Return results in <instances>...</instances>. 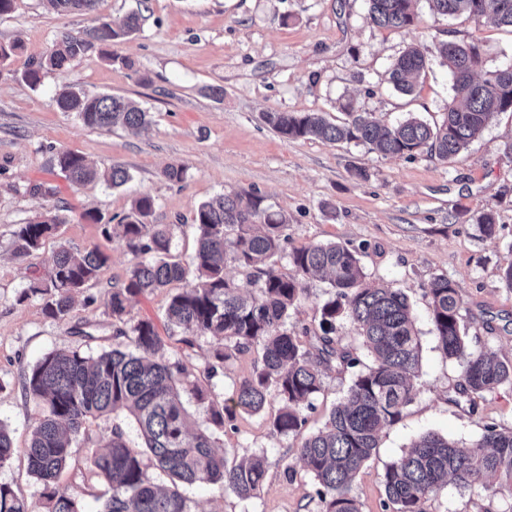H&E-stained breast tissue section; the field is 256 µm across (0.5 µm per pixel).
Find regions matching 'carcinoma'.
<instances>
[{"mask_svg":"<svg viewBox=\"0 0 512 512\" xmlns=\"http://www.w3.org/2000/svg\"><path fill=\"white\" fill-rule=\"evenodd\" d=\"M96 2L50 0L61 14L90 11ZM365 2L368 18L378 28L409 31L420 24L414 0ZM428 4L434 14H465L476 22L491 19L512 29V0H428ZM141 22V14L133 11L120 19L99 20L83 37L65 35L58 48L32 63L22 78L36 86L46 72L64 67L95 44L105 59L116 62L119 56L109 47L139 31ZM433 47L447 67L453 91L437 125L409 117L388 126L351 100L340 103L338 110L346 119L339 122L328 120L322 112H268L266 121L286 139L365 144L386 156L425 152L448 162L469 146L495 114L512 112V63L479 78L482 46L478 40H439ZM426 67V51L410 45L389 67V82L398 92L411 95V78ZM57 102L61 110L76 113L91 128L140 129L151 123L148 112L122 95L69 90ZM58 164L77 185L102 180L118 188L129 180L125 169L100 173L73 152L60 154ZM262 203L263 197L241 192L199 204L194 216L197 245L189 268L171 254L179 225L146 223L154 208L151 196L136 198L117 224H103L98 214L87 213L89 220L101 225L103 236L120 238L134 258L125 281L112 286V317L123 320L130 297L159 291L191 272L192 282L169 300V324L186 335L215 338L206 355L209 377L240 354H256V364L224 404L209 403L207 417L192 433L184 396L203 403L209 399V389L184 366L164 360V343L151 321L117 329L116 335L129 339V350L113 348L96 355L55 350L44 355L24 379L25 390L38 408L30 431L28 467L42 486L45 512H82L79 502L58 484L62 472L74 464L112 489L101 512H190L181 485H214L242 500L260 496L266 457L246 452L229 462L215 451V435L224 430L225 419L233 418L236 409L260 413L272 395L281 403L272 419L273 429L301 439L298 460L315 481L320 512H361L352 494L353 483L376 454L383 429L399 421L413 401L422 375L412 305L397 289L366 283L360 249L336 242L291 249L288 258L294 274L280 273L276 261L288 242V217ZM477 222L484 236L497 235L493 211L482 213ZM61 223L54 214L17 225L15 254L21 257L40 249ZM107 261L96 247L75 253L59 246L49 281L31 286L33 294L43 297L47 317L65 319L73 294L96 279ZM229 263L251 271L254 294H241L226 277ZM318 275L327 277L331 286L329 297L318 306V330L288 326L304 292L303 280ZM424 296L430 301L438 346L460 371L452 402L465 403L474 412L485 394L512 385V361L490 347L471 348L455 282L437 277L424 288ZM344 320L354 326L369 362L357 349L339 346L336 329ZM333 367L351 371L350 384L323 426L307 433L306 411L314 409L325 371ZM117 408L134 417L145 449L130 446L115 425L110 436L76 459L72 439L85 432L89 419ZM12 448L11 433L0 424V468L10 460ZM152 466L168 473L170 487L152 482ZM450 480L461 491L481 483L492 492L494 512H512V428L486 426L472 449L435 432L419 435L385 467L382 510L426 512L425 503ZM0 512L32 510L9 485L0 484Z\"/></svg>","mask_w":512,"mask_h":512,"instance_id":"1","label":"carcinoma"}]
</instances>
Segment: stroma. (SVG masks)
Returning <instances> with one entry per match:
<instances>
[{"label": "stroma", "instance_id": "obj_1", "mask_svg": "<svg viewBox=\"0 0 512 512\" xmlns=\"http://www.w3.org/2000/svg\"><path fill=\"white\" fill-rule=\"evenodd\" d=\"M145 4L140 33L114 46L126 65L106 61L91 48L69 65L48 71L29 85L23 72L49 56L62 37L82 33L97 17H121ZM421 24L408 32L375 27L365 0H99L93 13H57L48 0H15L0 16V44H16L0 63V423L13 437V454L0 468L8 484L31 505L40 485L30 474L27 448L37 409L23 388L25 371L45 354L77 349L97 354L125 347L117 336L109 301L113 284L123 282L132 257L123 241L104 237L85 217L120 220L142 194L152 196V224H175L172 251L189 261L195 249L193 225L199 204L215 195L257 193L265 205L288 217V245L336 242L363 247L369 281L404 292L412 306L422 346V375L413 402L397 423L384 429L376 455L361 470L353 494L361 512H382V474L419 434L436 431L471 444L486 425L512 427V388L486 395L477 413L454 405L457 366L437 347L430 304L423 286L439 276L460 289V314L474 349L492 347L512 359V289L500 278L512 264V112L495 115L452 162L427 154L386 157L366 145L288 140L266 122L268 112H323L337 118L339 101L357 106L393 125L408 116L441 121L452 97L446 67L432 62L405 96L388 81L387 69L411 43L431 47L435 39L479 40L481 72L512 63V29L492 21L431 13L418 0ZM220 87L222 98L210 90ZM65 89L120 94L152 114L141 132L93 129L75 114L60 111ZM73 151L104 170L120 166L130 181L119 189L98 181L73 186L56 163ZM186 166L183 182L169 181L167 165ZM366 172L358 178L356 169ZM493 210L496 237L482 235L478 216ZM48 214L63 219L42 247L14 254L17 225ZM81 252L98 247L108 257L97 280L75 297L63 320L48 318L43 300L28 295L33 280H48L59 244ZM163 290L131 298L128 320H151L162 337L164 357L204 375L209 339L182 341L170 330L165 309L181 291ZM255 354L229 361L209 378L210 398L222 402L253 371ZM350 376L327 371L322 391L308 413V430L322 427ZM280 403L269 398L263 412H236L218 443L227 457L265 455L269 471L261 495L241 500L212 485L185 487L191 512H320L313 479L303 469L285 474L299 441L273 432ZM60 486L99 512L107 485L66 469ZM489 497L481 486L459 491L447 485L426 502L427 512H483Z\"/></svg>", "mask_w": 512, "mask_h": 512}]
</instances>
